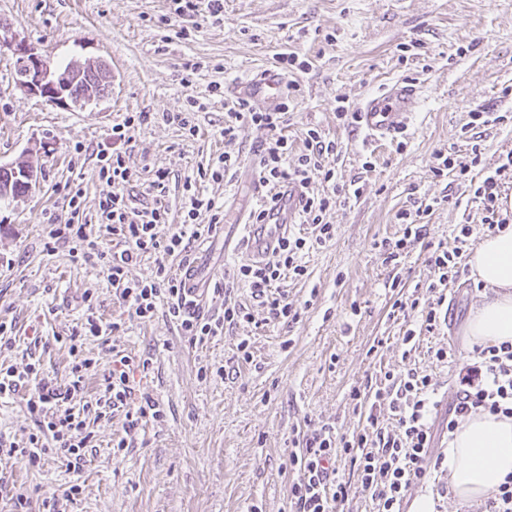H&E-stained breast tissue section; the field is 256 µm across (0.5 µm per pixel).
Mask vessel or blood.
<instances>
[{
    "label": "vessel or blood",
    "mask_w": 512,
    "mask_h": 512,
    "mask_svg": "<svg viewBox=\"0 0 512 512\" xmlns=\"http://www.w3.org/2000/svg\"><path fill=\"white\" fill-rule=\"evenodd\" d=\"M288 91V83L276 69L262 71L255 78L232 84L228 92L235 98H246L273 109ZM421 99L420 86L411 80L397 79L380 91L364 98L357 109L358 124L368 139L376 141L394 136L407 129L417 112ZM276 204L263 223L253 224L245 242V257L252 263L264 262L282 237L297 224L303 203V191L298 184L288 182L271 191ZM188 290L197 303L206 298L205 282L209 275L200 267L183 269Z\"/></svg>",
    "instance_id": "b4317fda"
}]
</instances>
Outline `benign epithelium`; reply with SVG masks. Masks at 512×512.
<instances>
[{
	"instance_id": "7a95c632",
	"label": "benign epithelium",
	"mask_w": 512,
	"mask_h": 512,
	"mask_svg": "<svg viewBox=\"0 0 512 512\" xmlns=\"http://www.w3.org/2000/svg\"><path fill=\"white\" fill-rule=\"evenodd\" d=\"M0 45L7 48L12 56L22 57L26 61L25 70L17 76V86L29 95L50 99L55 104H68L67 92L75 70L82 72L90 69L99 74L101 83L112 82V72L101 60L78 61L74 69L67 71L54 68L45 56L36 53L8 26L0 27Z\"/></svg>"
}]
</instances>
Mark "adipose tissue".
I'll list each match as a JSON object with an SVG mask.
<instances>
[{
	"mask_svg": "<svg viewBox=\"0 0 512 512\" xmlns=\"http://www.w3.org/2000/svg\"><path fill=\"white\" fill-rule=\"evenodd\" d=\"M467 264L484 288L464 328L467 343L512 342V224L485 236ZM442 467L452 497L469 504L486 501L512 474V419L486 411L466 417L448 441Z\"/></svg>",
	"mask_w": 512,
	"mask_h": 512,
	"instance_id": "ef3b65f1",
	"label": "adipose tissue"
}]
</instances>
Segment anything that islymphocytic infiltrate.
<instances>
[{"instance_id":"f902f5d3","label":"lymphocytic infiltrate","mask_w":512,"mask_h":512,"mask_svg":"<svg viewBox=\"0 0 512 512\" xmlns=\"http://www.w3.org/2000/svg\"><path fill=\"white\" fill-rule=\"evenodd\" d=\"M288 104H281L269 112L254 107L249 101L238 100L228 105L221 135L227 147L215 163L198 170L196 179L186 180L181 201L182 221L168 233H161V224L168 222L169 176L159 170L149 184L152 203L136 207L125 188L132 176L130 156L126 150L131 132L146 123V112H129L121 121L113 123L111 146L96 153V173L100 180L111 184L112 192L98 202V223L117 240L119 247L105 252L97 236L87 231L82 221L83 190L70 186L65 196L67 215L51 222L49 237L70 243L73 260L104 261L108 278L116 295L128 302L141 319L152 318L157 310H164L170 321L176 323L184 335L202 342L218 335L224 327L248 322L252 314L247 306L238 303L236 290L249 289L251 295L266 307L269 320L292 322L298 312L286 296H272L276 283L291 277L304 278L307 268L302 258L306 251L326 244L336 235L328 215L336 199L344 191L336 181L334 161L341 152L338 142L325 139L316 128L305 135V148L297 156H289L288 140L282 134L287 121ZM267 130L268 137L259 150V181L265 186H277L292 181L309 186L312 179H320L326 188L322 194L305 196L300 217L309 224L307 235L291 234L284 238L271 257L262 264L244 263L215 286V293L224 297V314L219 318L206 316L185 293L184 284L165 263L168 256L186 254L192 239L198 238L202 217L211 224L224 219L214 199L200 194L197 180L221 181L228 177L237 163L229 152L239 133L246 128ZM512 170V152L508 153L500 172L486 175L474 190V196L483 204L487 215L484 231L492 233L503 224L499 215L500 173ZM427 263L435 278L426 287L424 295L411 301H394L393 309L416 312L426 331L438 330L447 320L442 312L446 300L444 291L451 278L460 273L462 254L459 249L428 245ZM160 255L152 273L145 278L128 277L131 266L147 254ZM85 322L82 332L69 336V352L73 358L69 376L60 382L45 376L39 365L29 363L23 369L0 368V399L16 395L20 389L31 388L27 409L38 419L35 433L29 434L25 445H18L0 433V456L19 460L25 466H41L46 456H53L79 468L86 461L91 437L84 432L81 411L73 402L85 393L88 371L96 364L94 358L81 352L83 335L104 337L119 331L121 322H106L95 315L91 295H84ZM143 360L118 354L112 358V370L91 400L98 414L124 412V434L112 444L114 452L130 447L141 427L148 420L160 419L163 411L149 394H136L130 375L143 367ZM351 398L368 406L367 423L371 434L337 435L335 426L322 425L304 439L299 454L291 463L299 478L291 486L290 501L293 512H335L337 503L346 501L352 485H359L371 500L375 512H403L404 500L410 489L426 482L432 468L441 467V460L433 459L430 448L434 441L432 419L438 402L429 375L406 367L399 372H385L376 388L353 390ZM387 403L392 423L381 426L377 414L378 403ZM483 410L503 417H512V343L478 347L469 363L460 367L453 409L446 421L447 430H454L460 419ZM349 458L356 473V482L339 476L338 456Z\"/></svg>"}]
</instances>
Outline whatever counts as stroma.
Segmentation results:
<instances>
[{
	"label": "stroma",
	"instance_id": "obj_1",
	"mask_svg": "<svg viewBox=\"0 0 512 512\" xmlns=\"http://www.w3.org/2000/svg\"><path fill=\"white\" fill-rule=\"evenodd\" d=\"M1 22L53 66L99 58L115 80L99 102L55 105L20 90L12 55L0 51V167L27 161L37 170L27 196L0 200V317L12 325V346L0 350V366L20 368L36 358L49 377L65 381L71 357L61 339L80 330L88 291L98 314L123 327L108 340H84V353L96 361L86 394L99 391L113 353L135 355L149 365L135 371L133 385L162 404L165 415L148 421L119 453L112 442L123 434V413L90 421L93 446L78 471L52 459L34 470L0 457V512H10L15 488H26L31 512H41L73 483L83 491L66 512H291L298 473L289 459L303 436L326 423L344 435L365 426L366 410L350 400L353 389L410 365L430 375L437 395L454 394L458 366L473 354L463 327L482 286L464 272L449 279L447 324L418 331L409 353L402 342L408 321L391 305L431 282L426 242L467 255L484 236L486 212L473 185L512 152V0H224L218 24L172 15L169 0H0ZM282 52L310 63L296 76L301 92L283 129L291 154L303 150L308 128H318L342 146L338 181L361 188L359 196L337 199L330 215L336 237L305 254L307 278L280 286L299 311L296 321H268L266 308L242 289L237 298L252 321L198 343L163 313L133 315L117 299L102 261H72L63 243L47 249L49 217L66 213V183L82 186L90 218L111 193L97 177L95 154L113 121L126 112L151 115L128 145L127 193L148 202V184L164 169L170 198L179 200L185 179L224 149L225 99L211 85L252 78L275 66ZM190 60L202 64L191 76L184 69ZM394 78L422 88L406 131L373 142L357 127L339 125L338 105L356 109ZM191 96L201 108L192 112L199 133L189 138L162 115L191 112ZM474 111L506 120L477 128L472 139L465 126ZM266 137V130H245L233 179L200 185L234 218L203 232L190 249L216 281L243 263L234 247L268 193L253 162ZM475 142L481 162L468 177L435 176L438 155L469 164ZM417 201L432 206L426 240L409 247L398 266L388 265L380 243L402 237L397 214ZM464 219L473 232L461 243ZM243 338L250 341L249 362L236 349ZM440 347L453 362L433 359ZM28 395L23 389L0 403V432L19 441L36 429ZM445 484L444 473L432 474L407 498L431 496L433 512H484V505L443 495Z\"/></svg>",
	"mask_w": 512,
	"mask_h": 512
}]
</instances>
